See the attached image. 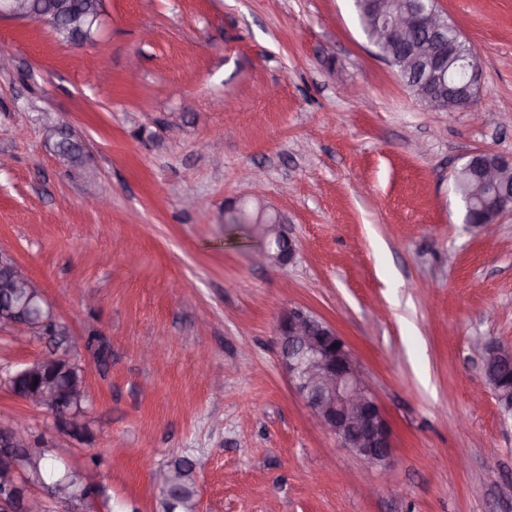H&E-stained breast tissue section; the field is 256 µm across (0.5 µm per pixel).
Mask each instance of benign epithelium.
<instances>
[{
  "instance_id": "1",
  "label": "benign epithelium",
  "mask_w": 512,
  "mask_h": 512,
  "mask_svg": "<svg viewBox=\"0 0 512 512\" xmlns=\"http://www.w3.org/2000/svg\"><path fill=\"white\" fill-rule=\"evenodd\" d=\"M370 16L384 38L394 44L409 45L399 60L400 68L434 79L430 105L445 111L448 98L455 110L467 111L482 86V68L461 57L448 42V23L434 10L417 17L411 6L401 12L390 0H371ZM103 9L90 5L74 19L75 31L68 42L75 46L90 43L84 37L101 25ZM64 4L46 8L35 0H0V17L29 19L58 31L66 26ZM461 170L469 173L470 189L464 196L470 218L466 224L484 234L492 233L500 215L512 213V156L492 151L468 155ZM224 223L246 224L258 239L256 260L283 266L294 257L295 248L283 230L278 215L255 219L242 207H224ZM0 328L23 337L35 330L47 334L56 327L52 307L40 286L19 267L8 253L0 252ZM278 360L289 385L301 397L318 424L336 438L340 447L374 468L384 469L395 453L392 424L376 397L355 353L336 328L314 311L303 307L284 310L276 322ZM482 371L496 401L507 399L502 382L512 381V346L485 343ZM91 395L85 386L77 388L71 405L59 410V396L51 390L31 392L28 403L58 417L67 433L86 425L83 405ZM48 447L36 443L30 429L21 423L0 427V512H43L42 496L35 492L39 481L28 470L33 449Z\"/></svg>"
}]
</instances>
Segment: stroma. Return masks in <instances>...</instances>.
<instances>
[{
	"mask_svg": "<svg viewBox=\"0 0 512 512\" xmlns=\"http://www.w3.org/2000/svg\"><path fill=\"white\" fill-rule=\"evenodd\" d=\"M483 69L473 112L424 107L352 0H103L94 42L0 19V249L43 288L57 336L0 331V367L53 345L92 395L77 441L0 385L101 491L91 512H160L153 476L207 459L199 512H512V419L478 342L512 344V215L463 222L451 173L512 154V0H437ZM87 143L56 151V124ZM105 196L110 205L94 208ZM264 204L296 246L252 260L226 203ZM318 313L385 409L371 469L288 384L275 326Z\"/></svg>",
	"mask_w": 512,
	"mask_h": 512,
	"instance_id": "obj_1",
	"label": "stroma"
}]
</instances>
